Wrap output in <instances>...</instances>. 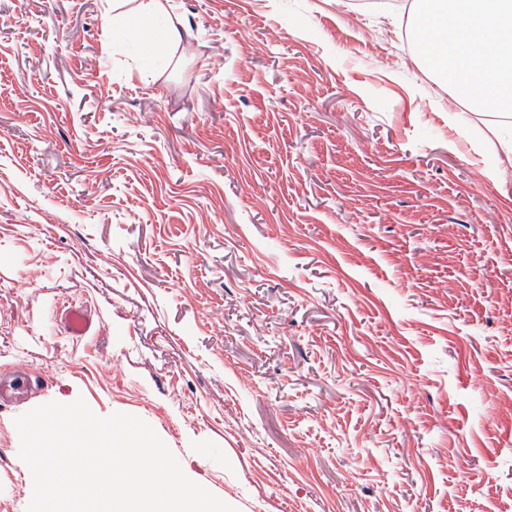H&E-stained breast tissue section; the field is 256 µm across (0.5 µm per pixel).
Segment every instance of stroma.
I'll return each instance as SVG.
<instances>
[{
    "label": "stroma",
    "mask_w": 512,
    "mask_h": 512,
    "mask_svg": "<svg viewBox=\"0 0 512 512\" xmlns=\"http://www.w3.org/2000/svg\"><path fill=\"white\" fill-rule=\"evenodd\" d=\"M0 0L16 417L147 422L237 512H512V160L352 0ZM496 177H489V170ZM93 320L65 335L60 309ZM46 384L40 377L31 375L24 369H16L11 378L0 380V407L14 404L27 396L35 388H42Z\"/></svg>",
    "instance_id": "1"
}]
</instances>
